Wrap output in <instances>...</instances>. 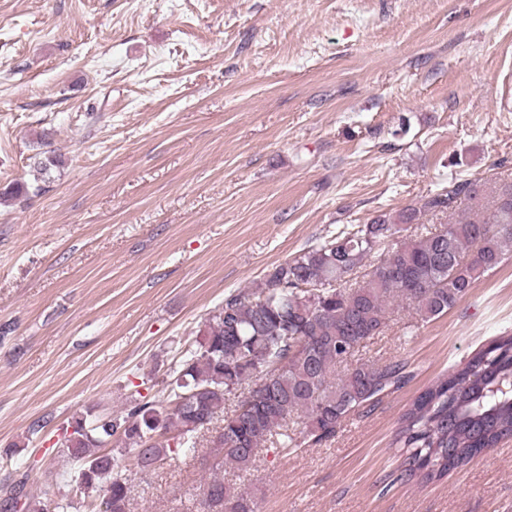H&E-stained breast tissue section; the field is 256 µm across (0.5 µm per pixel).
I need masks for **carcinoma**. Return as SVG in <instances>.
I'll return each mask as SVG.
<instances>
[{
  "label": "carcinoma",
  "mask_w": 512,
  "mask_h": 512,
  "mask_svg": "<svg viewBox=\"0 0 512 512\" xmlns=\"http://www.w3.org/2000/svg\"><path fill=\"white\" fill-rule=\"evenodd\" d=\"M461 217L431 224L439 214ZM512 258V178L492 188L451 178L420 205L368 224L346 225L323 243L275 266L254 292L228 296L208 318L197 345L182 352L163 381L162 398L135 400L119 418L77 416L60 446L75 462L70 481L99 500L101 512H131L122 458L102 452L121 436L148 471L168 453L193 455L202 432L217 465L248 473L261 447L296 451L334 437L349 416L410 379L398 362H348L387 326L391 306L422 321L448 313ZM252 399L225 411L233 392ZM302 419L301 436L287 433ZM173 439H167L169 433ZM512 438V335L498 336L462 367L437 378L401 417L394 443L397 479L428 484ZM0 486L4 512H64L54 500L19 504ZM196 512H256L248 489L215 477Z\"/></svg>",
  "instance_id": "1"
}]
</instances>
